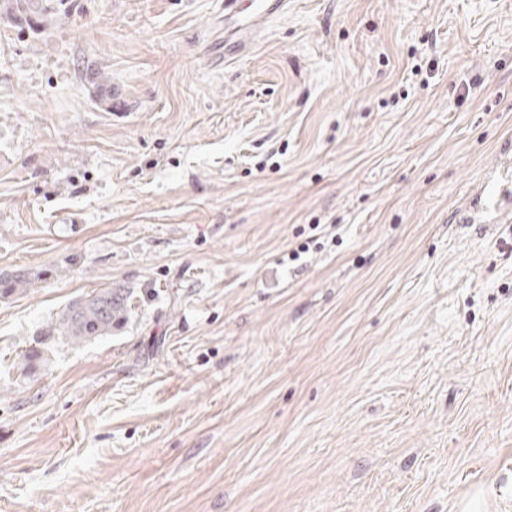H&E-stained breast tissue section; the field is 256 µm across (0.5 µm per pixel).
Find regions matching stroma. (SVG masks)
Returning <instances> with one entry per match:
<instances>
[{"mask_svg":"<svg viewBox=\"0 0 512 512\" xmlns=\"http://www.w3.org/2000/svg\"><path fill=\"white\" fill-rule=\"evenodd\" d=\"M223 14L0 18V512H512V0ZM288 9V0H225L224 25L232 24L224 34V53L216 57L223 66L247 55L266 25ZM39 279L38 275L28 273L26 270H20L16 275L0 277V296L25 294ZM131 289L109 286L76 297L41 329V336L82 345L121 331L130 321Z\"/></svg>","mask_w":512,"mask_h":512,"instance_id":"1","label":"stroma"}]
</instances>
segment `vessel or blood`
Returning <instances> with one entry per match:
<instances>
[{"label":"vessel or blood","mask_w":512,"mask_h":512,"mask_svg":"<svg viewBox=\"0 0 512 512\" xmlns=\"http://www.w3.org/2000/svg\"><path fill=\"white\" fill-rule=\"evenodd\" d=\"M288 0H224V21L231 33L224 38V52L216 58L223 66L247 55L273 19L286 12Z\"/></svg>","instance_id":"obj_1"}]
</instances>
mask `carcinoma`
Instances as JSON below:
<instances>
[{"label": "carcinoma", "mask_w": 512, "mask_h": 512, "mask_svg": "<svg viewBox=\"0 0 512 512\" xmlns=\"http://www.w3.org/2000/svg\"><path fill=\"white\" fill-rule=\"evenodd\" d=\"M62 0H0V16L21 18L40 29L51 26ZM39 277L25 270L0 277V296L27 293ZM131 289L110 286L71 300L58 316L41 329L45 339L82 345L121 331L130 321Z\"/></svg>", "instance_id": "cac0c4a2"}]
</instances>
